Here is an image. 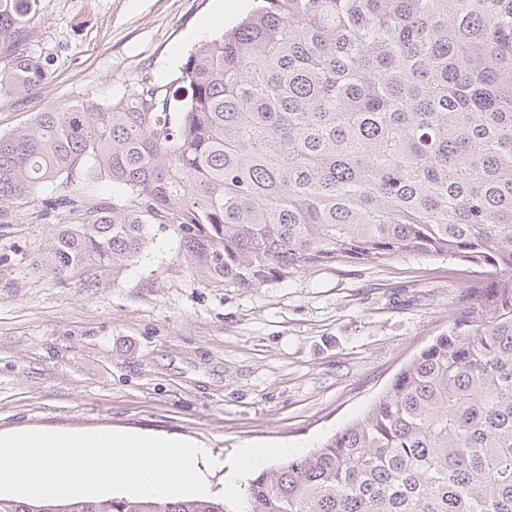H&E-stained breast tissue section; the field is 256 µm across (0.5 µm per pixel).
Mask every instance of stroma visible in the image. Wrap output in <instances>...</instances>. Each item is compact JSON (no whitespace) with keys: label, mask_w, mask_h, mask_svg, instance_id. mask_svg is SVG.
<instances>
[{"label":"stroma","mask_w":512,"mask_h":512,"mask_svg":"<svg viewBox=\"0 0 512 512\" xmlns=\"http://www.w3.org/2000/svg\"><path fill=\"white\" fill-rule=\"evenodd\" d=\"M253 0H41L35 41L51 62L25 92H0V135L54 104L109 103L141 79L166 86ZM23 207L0 236V433L121 430L202 440L213 497L241 501L239 448L267 465L341 431L465 305L484 274L438 257L344 258L227 288L187 269L165 224L136 263L89 294L33 272L48 225ZM237 492L225 494V481Z\"/></svg>","instance_id":"35a3bbf8"}]
</instances>
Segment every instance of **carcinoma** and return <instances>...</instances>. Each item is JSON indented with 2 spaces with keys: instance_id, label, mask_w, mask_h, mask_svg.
I'll return each instance as SVG.
<instances>
[{
  "instance_id": "obj_1",
  "label": "carcinoma",
  "mask_w": 512,
  "mask_h": 512,
  "mask_svg": "<svg viewBox=\"0 0 512 512\" xmlns=\"http://www.w3.org/2000/svg\"><path fill=\"white\" fill-rule=\"evenodd\" d=\"M39 11L0 0V90L47 77ZM103 177L125 195L73 190ZM36 200L54 228L30 266L87 293L143 254L151 224L233 288L338 257L489 269L360 417L262 470L237 512H512V0H258L169 87L79 97L0 136V230ZM0 512L229 510L112 495L0 496Z\"/></svg>"
}]
</instances>
